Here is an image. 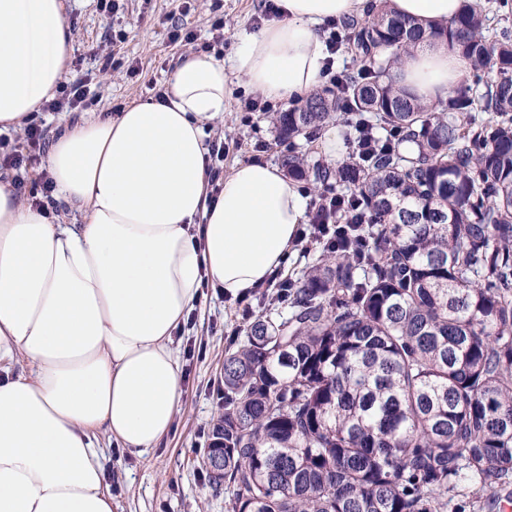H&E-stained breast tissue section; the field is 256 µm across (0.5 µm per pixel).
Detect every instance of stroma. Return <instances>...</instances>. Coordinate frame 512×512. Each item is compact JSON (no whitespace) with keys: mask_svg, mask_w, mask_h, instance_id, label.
Segmentation results:
<instances>
[{"mask_svg":"<svg viewBox=\"0 0 512 512\" xmlns=\"http://www.w3.org/2000/svg\"><path fill=\"white\" fill-rule=\"evenodd\" d=\"M63 20L73 39L67 81L83 80L92 104L84 114L42 113L47 136L80 117H106L131 101L154 98L166 89L171 74L193 46L171 44V25L184 23L208 42L214 18L224 20V54L232 56L241 31L257 29L265 0H124L118 14L100 12L98 0H64ZM117 32L125 40L107 45ZM250 89L233 79L223 119L207 132L208 140L223 139L224 167L262 159L279 164L286 145L276 143L273 126L263 112H244L240 101ZM261 312L265 304L259 291L246 301L209 291L189 315L176 342L181 358V403L171 432L151 453L138 457L123 452L107 438H99L101 462L112 494V512H224V497L214 494L202 472L209 429L222 410L217 392L224 378V352L241 339L246 326L244 305Z\"/></svg>","mask_w":512,"mask_h":512,"instance_id":"35a3bbf8","label":"stroma"}]
</instances>
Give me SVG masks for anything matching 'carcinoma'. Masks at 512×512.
<instances>
[{"label":"carcinoma","instance_id":"carcinoma-1","mask_svg":"<svg viewBox=\"0 0 512 512\" xmlns=\"http://www.w3.org/2000/svg\"><path fill=\"white\" fill-rule=\"evenodd\" d=\"M467 4L437 31L469 60L464 89L424 102L393 71L425 30L385 6L341 23L357 75L270 118L280 143L342 114L390 139L293 180L350 193L361 255L340 246L253 316L224 355L204 459L226 512H495L512 499V29Z\"/></svg>","mask_w":512,"mask_h":512}]
</instances>
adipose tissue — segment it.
Here are the masks:
<instances>
[{
    "mask_svg": "<svg viewBox=\"0 0 512 512\" xmlns=\"http://www.w3.org/2000/svg\"><path fill=\"white\" fill-rule=\"evenodd\" d=\"M430 29L464 0H390ZM281 20L245 33L230 62L186 57L164 100L66 125L44 165L78 224L0 182V512H112L97 446L133 455L169 434L181 402L174 335L203 284L242 299L285 264L306 200L276 166L237 164L210 199L206 130L223 118L228 73L274 100L321 83V27L371 0H278ZM64 0H0V132L55 95L72 36ZM457 45L428 37L396 82L434 102L464 84Z\"/></svg>",
    "mask_w": 512,
    "mask_h": 512,
    "instance_id": "ef3b65f1",
    "label": "adipose tissue"
}]
</instances>
